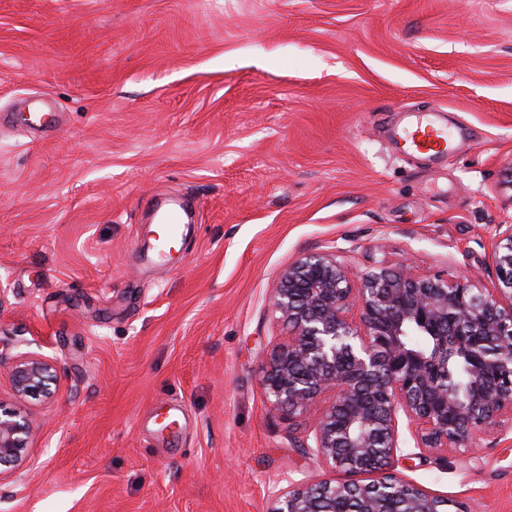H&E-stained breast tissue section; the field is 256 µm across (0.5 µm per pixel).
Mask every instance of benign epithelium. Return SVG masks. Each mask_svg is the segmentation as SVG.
Instances as JSON below:
<instances>
[{
  "instance_id": "benign-epithelium-1",
  "label": "benign epithelium",
  "mask_w": 512,
  "mask_h": 512,
  "mask_svg": "<svg viewBox=\"0 0 512 512\" xmlns=\"http://www.w3.org/2000/svg\"><path fill=\"white\" fill-rule=\"evenodd\" d=\"M493 259L497 288L376 266L362 275L334 252L304 253L272 288L288 328L273 348L262 385L273 409L315 411L314 448L328 472L282 491L271 512H469L393 472L408 441L416 448H471L478 434L512 422V225ZM432 338L417 349L406 337ZM463 360V394L448 389V361ZM15 406L0 404V477L27 476L34 434L27 403L51 398L53 363L13 358Z\"/></svg>"
}]
</instances>
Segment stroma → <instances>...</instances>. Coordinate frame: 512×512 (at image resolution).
I'll return each instance as SVG.
<instances>
[{
  "label": "stroma",
  "instance_id": "obj_1",
  "mask_svg": "<svg viewBox=\"0 0 512 512\" xmlns=\"http://www.w3.org/2000/svg\"><path fill=\"white\" fill-rule=\"evenodd\" d=\"M442 111L430 168L389 140ZM193 212L149 248L151 205ZM512 224V0H0V360L50 359L0 512H270L324 476L262 386L281 272L478 275ZM394 471L512 512V429Z\"/></svg>",
  "mask_w": 512,
  "mask_h": 512
}]
</instances>
